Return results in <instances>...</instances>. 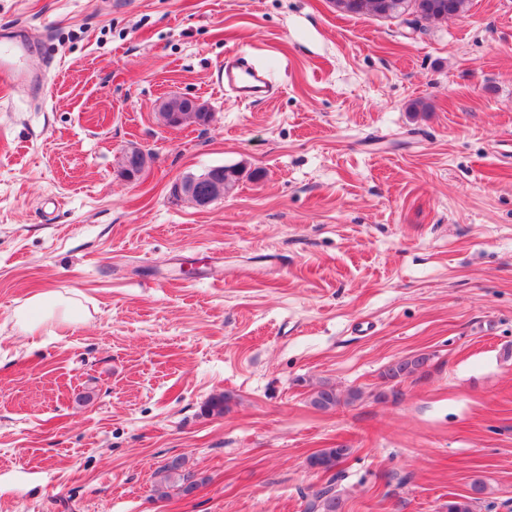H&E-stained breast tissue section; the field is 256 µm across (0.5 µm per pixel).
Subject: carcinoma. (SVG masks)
<instances>
[{"mask_svg": "<svg viewBox=\"0 0 512 512\" xmlns=\"http://www.w3.org/2000/svg\"><path fill=\"white\" fill-rule=\"evenodd\" d=\"M336 8L347 14L366 15L380 18H400L412 15L426 22H434L450 17H460L468 10L469 0H334ZM166 109L181 119V124L195 122V118L188 111L186 104L177 96L166 100ZM240 169L236 166L222 167L219 178V190L215 191L214 198L224 196L238 182ZM428 357L420 355L397 361L387 367L382 378L387 382L396 384L404 379L423 371ZM360 396L359 391L352 390L346 398H341L335 388L323 384L310 396V404L320 411H329L341 404L342 401L353 402ZM349 449L340 445L336 448H324L313 454L308 465L330 471L336 467L339 460L348 455ZM159 479L155 482L153 493L160 499L168 498L173 489L183 493L186 489L199 482L194 472L186 468L183 457H177L167 462L158 472ZM337 476L326 485L311 492L306 503L305 512H341L342 501L336 491ZM477 498L463 495L448 499L447 512H476Z\"/></svg>", "mask_w": 512, "mask_h": 512, "instance_id": "obj_1", "label": "carcinoma"}]
</instances>
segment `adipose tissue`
Returning <instances> with one entry per match:
<instances>
[{"label":"adipose tissue","instance_id":"adipose-tissue-1","mask_svg":"<svg viewBox=\"0 0 512 512\" xmlns=\"http://www.w3.org/2000/svg\"><path fill=\"white\" fill-rule=\"evenodd\" d=\"M14 319L21 330L31 334L49 322L67 325L83 323L86 315L76 296L59 291H47L30 297L17 308Z\"/></svg>","mask_w":512,"mask_h":512}]
</instances>
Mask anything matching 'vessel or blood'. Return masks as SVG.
<instances>
[{"label": "vessel or blood", "instance_id": "obj_1", "mask_svg": "<svg viewBox=\"0 0 512 512\" xmlns=\"http://www.w3.org/2000/svg\"><path fill=\"white\" fill-rule=\"evenodd\" d=\"M31 41V33L22 27L0 32V87L16 94L41 87V73L26 65ZM216 71L219 90L235 93L244 101L263 98L270 87L267 73L242 51L225 55Z\"/></svg>", "mask_w": 512, "mask_h": 512}]
</instances>
